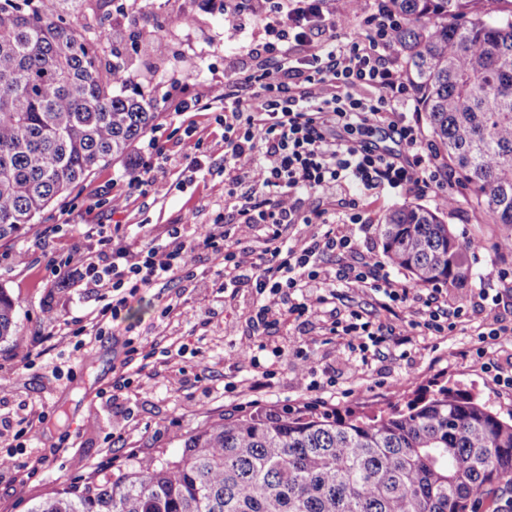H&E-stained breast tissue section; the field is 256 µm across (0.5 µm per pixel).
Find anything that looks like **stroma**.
<instances>
[{
    "label": "stroma",
    "mask_w": 512,
    "mask_h": 512,
    "mask_svg": "<svg viewBox=\"0 0 512 512\" xmlns=\"http://www.w3.org/2000/svg\"><path fill=\"white\" fill-rule=\"evenodd\" d=\"M265 0H250L237 16L240 36L224 40L225 16L204 0H112L116 25H136L146 32L162 29L169 49L165 58L145 53L141 40H125L122 52L131 62L130 87L150 91L161 116L151 132L171 156L163 162L140 142L134 166L114 163L99 169L69 195L47 210L39 224L17 238L0 243V288L16 303L19 332L34 346L35 358L22 368L11 342L0 341V512H27L34 499L105 474L131 456H148L164 449L175 454L180 440L206 419L237 416L258 408L304 406L292 370L291 357L275 366L271 387L262 392L225 395L228 381L247 380L253 366L244 350L254 342L247 321L253 301L250 289L234 294L217 288L218 259L204 253L194 283L163 280L130 299L121 317L105 335H79V328L97 315L111 289L87 283L67 267L73 248L92 245L85 235L90 224H111L114 194L126 191L131 169L162 165L165 174L143 193L131 195L125 234L152 237L169 224H210L224 210L223 128L215 117L223 112L212 101L211 85L225 77L254 70L255 48L266 40ZM196 99L195 110L175 112L174 97ZM194 136H186V127ZM199 149L200 171L181 165L183 155ZM413 202L440 208L434 194L380 188L363 195L369 221L360 233L357 252L328 255L323 267L375 261L381 257L377 226L392 206ZM445 220L462 241L478 240L482 250L469 256L471 275L465 285L449 289L452 301L465 308L455 329L441 336H419L406 347L386 343L369 365L349 370L339 337L324 333L331 317L359 312L390 330L399 326L398 309H385L373 290L340 288L331 316L288 317L272 336L288 346L306 339L319 366L334 367L339 393L327 398V411L383 409L392 400L380 381L397 382L402 397H414L433 382L445 381L479 394L501 414L512 412V390L485 374L479 332L493 294L512 296V258L497 256L492 243L500 233L483 223L469 195L459 197ZM60 272H52V265ZM490 297L480 300V289ZM58 333L48 336L46 317ZM136 347L132 365H125L128 347ZM36 438H27V426Z\"/></svg>",
    "instance_id": "obj_1"
}]
</instances>
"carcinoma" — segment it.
Here are the masks:
<instances>
[{
	"label": "carcinoma",
	"instance_id": "obj_1",
	"mask_svg": "<svg viewBox=\"0 0 512 512\" xmlns=\"http://www.w3.org/2000/svg\"><path fill=\"white\" fill-rule=\"evenodd\" d=\"M420 111L452 172L490 224L512 229V9L487 0H388ZM100 14L88 38L76 12ZM112 0H0V241L38 223L70 188L152 130L158 103L127 96ZM382 253L420 285L470 276L444 216L396 205ZM0 289V340L18 343ZM512 492V413L448 385L379 414L298 410L219 417L182 451L133 458L37 498L29 512H479Z\"/></svg>",
	"mask_w": 512,
	"mask_h": 512
}]
</instances>
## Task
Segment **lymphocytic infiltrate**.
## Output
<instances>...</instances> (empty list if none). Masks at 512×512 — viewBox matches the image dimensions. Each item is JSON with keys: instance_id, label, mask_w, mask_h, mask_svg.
Returning a JSON list of instances; mask_svg holds the SVG:
<instances>
[{"instance_id": "lymphocytic-infiltrate-1", "label": "lymphocytic infiltrate", "mask_w": 512, "mask_h": 512, "mask_svg": "<svg viewBox=\"0 0 512 512\" xmlns=\"http://www.w3.org/2000/svg\"><path fill=\"white\" fill-rule=\"evenodd\" d=\"M266 2L264 63L212 89L224 103L218 123L224 128V206L232 222L174 224L165 239L118 246L112 233L123 226L128 199L113 197L112 231L88 227L96 250L76 249L67 257L88 282L112 290L111 302L82 327L83 335H102L108 319H119L130 298L158 281L194 280L205 251L224 259L221 288L254 293L248 322L257 332L275 329L290 313L318 316L340 285L374 290L384 307L404 312L392 340L399 346L453 331L463 315V307H449L447 289L436 284L428 296H419L391 280L381 263L342 264L332 273L321 265L324 255L357 249L353 227L365 222L360 193L389 186L435 193L451 209L458 204L449 174L436 163L417 120L405 113L415 92L393 58L401 18L384 5L369 13L359 0H337L335 24L354 21L360 29L344 41L327 33L322 0ZM322 32L327 38L313 53L291 57L290 43ZM379 128L395 137L398 153L373 148L371 136ZM339 190L348 198L338 216L319 200ZM259 230L265 233L263 249H247ZM328 331L345 339L347 360L358 367L390 341L382 327L357 312L332 320ZM255 347L250 360L261 371L255 388L270 386L273 362L285 354L295 357L296 386L312 404L323 405L326 391L337 385L329 372L318 371L304 341L283 348L260 340ZM263 352L272 359L266 367L259 360Z\"/></svg>"}]
</instances>
